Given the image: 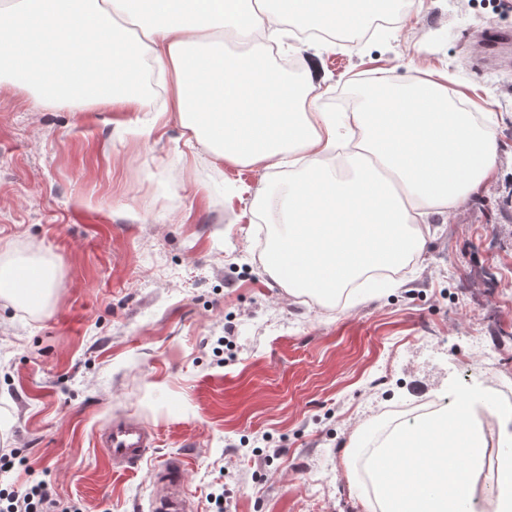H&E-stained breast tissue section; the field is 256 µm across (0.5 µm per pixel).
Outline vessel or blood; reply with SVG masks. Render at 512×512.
<instances>
[{
	"label": "vessel or blood",
	"mask_w": 512,
	"mask_h": 512,
	"mask_svg": "<svg viewBox=\"0 0 512 512\" xmlns=\"http://www.w3.org/2000/svg\"><path fill=\"white\" fill-rule=\"evenodd\" d=\"M156 443L154 434L133 419L113 421L98 435V444L116 472L133 470L150 459ZM185 473V459L178 454L153 468L148 512H195L196 505L184 490Z\"/></svg>",
	"instance_id": "vessel-or-blood-1"
}]
</instances>
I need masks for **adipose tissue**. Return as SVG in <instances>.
Instances as JSON below:
<instances>
[{
	"label": "adipose tissue",
	"mask_w": 512,
	"mask_h": 512,
	"mask_svg": "<svg viewBox=\"0 0 512 512\" xmlns=\"http://www.w3.org/2000/svg\"><path fill=\"white\" fill-rule=\"evenodd\" d=\"M266 0H0V74L40 86L35 105L104 104L147 112L135 95L148 53L196 142L221 162L287 173L276 196L258 194L277 224L265 268L296 298L327 301L363 274L402 265L422 250L433 215H447L495 172L489 120L456 108L448 87L415 80L369 95L355 112L323 111L317 67L301 57L299 29L363 35L380 0H288L287 17ZM147 17L139 35L124 21ZM233 36L249 49L227 57ZM298 55L300 80L265 58L268 44ZM54 286L49 265L0 257V299L44 306ZM512 444V413L491 393L393 430L365 473L367 512H512V455L501 457L494 494L478 500L486 416Z\"/></svg>",
	"instance_id": "ef3b65f1"
}]
</instances>
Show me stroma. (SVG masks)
I'll return each mask as SVG.
<instances>
[{"label": "stroma", "mask_w": 512, "mask_h": 512, "mask_svg": "<svg viewBox=\"0 0 512 512\" xmlns=\"http://www.w3.org/2000/svg\"><path fill=\"white\" fill-rule=\"evenodd\" d=\"M512 0H424L358 44H307L323 111L371 79L447 77L494 113L498 167L448 218L430 217L398 288L333 307L266 271L252 201L283 175L213 164L172 111L34 106L0 84V246L56 263L45 310L0 301V484H51L78 512H141L161 457L190 459L197 512H364L349 443L383 411L493 386L512 410V66L480 68ZM480 338L492 357L471 347ZM155 432L128 473L97 444L111 421Z\"/></svg>", "instance_id": "stroma-1"}]
</instances>
